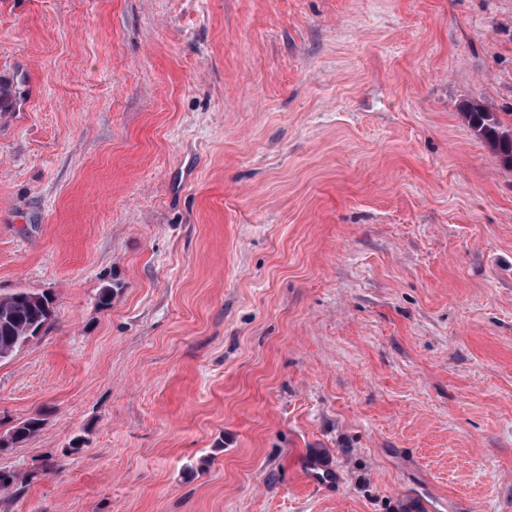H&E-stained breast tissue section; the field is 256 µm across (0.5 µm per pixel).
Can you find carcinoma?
Returning a JSON list of instances; mask_svg holds the SVG:
<instances>
[{
    "label": "carcinoma",
    "instance_id": "cac0c4a2",
    "mask_svg": "<svg viewBox=\"0 0 512 512\" xmlns=\"http://www.w3.org/2000/svg\"><path fill=\"white\" fill-rule=\"evenodd\" d=\"M470 126L489 145L501 164L512 169V130L495 113L480 105L464 113ZM54 315L53 299L45 292L19 291L0 297V360L10 357L46 328ZM45 423L41 414L11 427L0 437V449L24 443L39 434Z\"/></svg>",
    "mask_w": 512,
    "mask_h": 512
}]
</instances>
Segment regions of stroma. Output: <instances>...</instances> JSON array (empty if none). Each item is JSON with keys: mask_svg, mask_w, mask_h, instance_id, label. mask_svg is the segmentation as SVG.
<instances>
[{"mask_svg": "<svg viewBox=\"0 0 512 512\" xmlns=\"http://www.w3.org/2000/svg\"><path fill=\"white\" fill-rule=\"evenodd\" d=\"M0 84V512H512V0H0ZM464 108L462 114L470 126L494 151L501 164L512 169V130L502 126L496 113L487 107L478 105L472 112H464ZM53 315V299L45 292L19 291L0 297V360L38 336ZM45 423L42 414H37L11 427L6 436L0 437V449L24 443L39 434Z\"/></svg>", "mask_w": 512, "mask_h": 512, "instance_id": "stroma-1", "label": "stroma"}]
</instances>
